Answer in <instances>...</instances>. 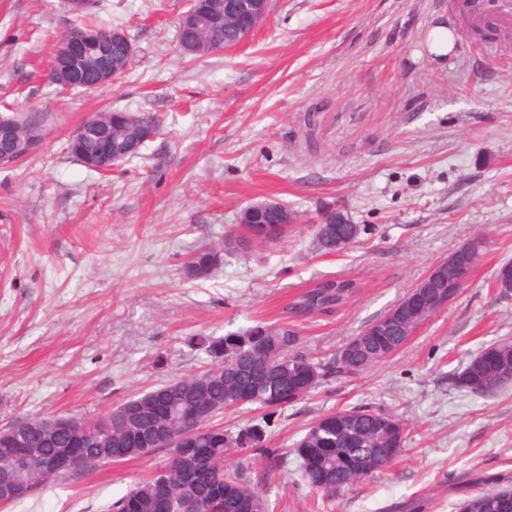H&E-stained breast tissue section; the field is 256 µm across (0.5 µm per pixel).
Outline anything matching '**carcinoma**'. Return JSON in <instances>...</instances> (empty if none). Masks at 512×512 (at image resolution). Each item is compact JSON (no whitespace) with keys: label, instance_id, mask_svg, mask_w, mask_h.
<instances>
[{"label":"carcinoma","instance_id":"1","mask_svg":"<svg viewBox=\"0 0 512 512\" xmlns=\"http://www.w3.org/2000/svg\"><path fill=\"white\" fill-rule=\"evenodd\" d=\"M238 22L219 13L216 23L200 36L180 33L197 48L209 54L240 43ZM133 56L121 44L112 46L110 64L120 75L129 71ZM160 130V119L151 113L112 111V151L128 161L141 155L146 144L144 130ZM296 220L288 207L274 200L252 203L239 216V224L252 230L273 227L284 219ZM357 224H318V247L336 252V238L352 244L358 237ZM222 263L221 251L203 247L186 262L184 273L191 279H204ZM359 285L344 278H322L313 282L288 304L292 318L329 315L345 304ZM408 330L402 326L378 336L360 332L364 345L348 358L328 363L313 361L297 350V333L286 327L258 325L219 337H204L202 345L214 359L201 374L180 378L132 396L96 420L77 421L82 461L76 466L43 468L47 459H56L71 438L61 435L53 444L42 441L32 430L36 421L18 423L19 431H30V442L7 445L0 440V473L14 469L15 456L31 457L27 478L34 487L33 498L47 485L67 482L88 473L112 456L122 463L154 454L166 457L151 477L137 482L107 506L106 512H238V504L250 502L252 512H272L263 486L246 476L243 468H227L224 457L230 451L259 456L269 466L277 464L278 449L267 446L271 419L293 403L290 394L305 387L314 389L320 380L337 372L358 374L387 360L388 353L401 346ZM461 389L489 394L512 383V341L494 343L478 350L456 374ZM251 391L258 405L267 410L259 423L228 431L210 420L224 412L226 404L245 391ZM164 399L172 408L169 417H158L148 401ZM194 425L191 443L185 448H147L144 438L157 427L179 438L182 428ZM406 429L394 416L368 407H352L327 413L306 430L294 452L301 461L302 477L314 491L334 496L348 490L369 474L387 467L401 452ZM480 494L463 500L458 512H512V474L484 480Z\"/></svg>","mask_w":512,"mask_h":512}]
</instances>
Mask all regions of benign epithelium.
<instances>
[{"label":"benign epithelium","instance_id":"benign-epithelium-1","mask_svg":"<svg viewBox=\"0 0 512 512\" xmlns=\"http://www.w3.org/2000/svg\"><path fill=\"white\" fill-rule=\"evenodd\" d=\"M268 0H224V12L240 17L256 28L266 17ZM213 20V9L206 0H188V8L180 18V28L201 30L207 28ZM112 54V34H100L78 29H69L60 37L56 47V61L50 66L49 81L63 90L74 88L86 91L106 87L112 83L115 75L109 64ZM96 124L83 123L70 135V141L82 143L101 135ZM43 139L42 127L31 129L25 135L18 133L16 122L9 118H0V167L8 168L24 160L37 151ZM93 170L104 172L116 167L112 153V140L99 141V150L82 160ZM472 247L465 244L448 254V258L436 263L427 273L378 321L377 331L384 332L398 323H414L420 317L429 318L440 308L458 296L469 283L475 263L468 261ZM446 267L458 268V275L446 284V288L437 293L431 289L437 287L441 270ZM33 491L26 479L17 477L0 482V507L4 508L17 498Z\"/></svg>","mask_w":512,"mask_h":512}]
</instances>
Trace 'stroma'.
Listing matches in <instances>:
<instances>
[{"instance_id": "1", "label": "stroma", "mask_w": 512, "mask_h": 512, "mask_svg": "<svg viewBox=\"0 0 512 512\" xmlns=\"http://www.w3.org/2000/svg\"><path fill=\"white\" fill-rule=\"evenodd\" d=\"M186 0H97L98 22L126 32L135 60L94 91H65L45 70L72 25L62 0H0V115L37 112L45 138L0 169V428L95 419L121 401L212 365L199 336L258 324L297 331L314 360L395 305L438 261L482 240L469 284L389 360L338 373L276 416L275 468L250 460L275 512H457L481 478L512 473V384L490 395L453 377L482 347L512 341V297L491 281L512 260V39L490 56L461 23L435 59L426 38L448 0H270L242 44L183 53ZM163 127L141 158L107 174L68 152L72 131L110 110ZM301 216L288 235L226 249L210 277L187 257L223 246L250 203ZM359 224L327 254L314 222ZM360 289L306 321L286 307L312 280ZM355 406L393 414L405 446L344 493H314L293 451L321 415ZM162 455L98 467L5 512H101L155 472Z\"/></svg>"}]
</instances>
